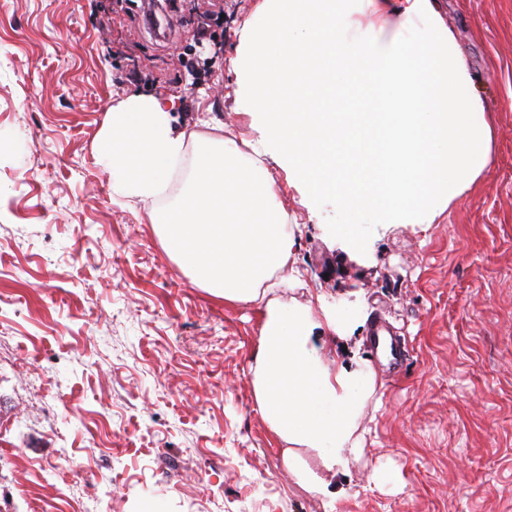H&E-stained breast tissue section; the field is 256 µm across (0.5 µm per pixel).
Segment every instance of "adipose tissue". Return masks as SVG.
<instances>
[{"mask_svg":"<svg viewBox=\"0 0 512 512\" xmlns=\"http://www.w3.org/2000/svg\"><path fill=\"white\" fill-rule=\"evenodd\" d=\"M260 10L230 60L241 110L262 129L250 152L231 139H187L160 101L139 95L110 113L97 162L116 198L150 206L189 162L188 187L156 214L162 246L201 287L259 311L257 410L285 443L293 480L332 499L361 451L355 431L378 377L369 360L320 348L351 339L360 301L273 298L278 271L302 283L274 171L302 187L310 213L332 200L379 233L424 229L492 163V127L433 0H263Z\"/></svg>","mask_w":512,"mask_h":512,"instance_id":"1","label":"adipose tissue"}]
</instances>
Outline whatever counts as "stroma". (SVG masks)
<instances>
[{
    "label": "stroma",
    "mask_w": 512,
    "mask_h": 512,
    "mask_svg": "<svg viewBox=\"0 0 512 512\" xmlns=\"http://www.w3.org/2000/svg\"><path fill=\"white\" fill-rule=\"evenodd\" d=\"M211 24L184 0L163 46L125 0H0V507L36 512H512V0H436L492 117L494 161L427 232L399 225L361 265L279 170L303 233L306 289L358 293L349 350L373 364L380 402L359 432L346 495L296 484L255 409L260 315L198 287L164 250L150 209L114 199L94 147L112 109L161 101L179 129L257 138L228 60L261 0H223ZM381 317L404 347L387 368ZM37 368L50 371L32 383ZM68 450L84 472H37ZM397 469L398 484L373 480Z\"/></svg>",
    "instance_id": "obj_1"
}]
</instances>
